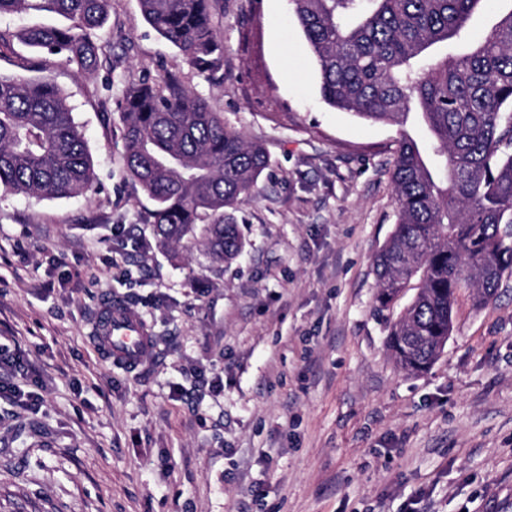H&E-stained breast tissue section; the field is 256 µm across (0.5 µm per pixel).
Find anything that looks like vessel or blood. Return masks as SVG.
I'll list each match as a JSON object with an SVG mask.
<instances>
[{"label": "vessel or blood", "instance_id": "vessel-or-blood-1", "mask_svg": "<svg viewBox=\"0 0 512 512\" xmlns=\"http://www.w3.org/2000/svg\"><path fill=\"white\" fill-rule=\"evenodd\" d=\"M92 334L100 354L127 370L137 369L154 348L150 329L141 316L109 300L100 303Z\"/></svg>", "mask_w": 512, "mask_h": 512}]
</instances>
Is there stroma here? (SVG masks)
Returning <instances> with one entry per match:
<instances>
[{"mask_svg":"<svg viewBox=\"0 0 512 512\" xmlns=\"http://www.w3.org/2000/svg\"><path fill=\"white\" fill-rule=\"evenodd\" d=\"M224 66L204 79L111 0L97 69L14 43L0 75L50 76L96 174L65 199L0 195V512H512V278L461 290L438 360L409 375L386 344L373 260L395 226L398 142L426 129L328 106L288 0H211ZM175 76L269 166L232 210L244 248L211 262L204 225L160 245L127 174L122 89ZM154 336L133 372L98 352L103 298Z\"/></svg>","mask_w":512,"mask_h":512,"instance_id":"35a3bbf8","label":"stroma"}]
</instances>
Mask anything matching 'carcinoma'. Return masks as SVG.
Wrapping results in <instances>:
<instances>
[{
    "label": "carcinoma",
    "instance_id": "1",
    "mask_svg": "<svg viewBox=\"0 0 512 512\" xmlns=\"http://www.w3.org/2000/svg\"><path fill=\"white\" fill-rule=\"evenodd\" d=\"M319 65L325 103L374 122L419 117L431 150L404 137L393 162V232L374 258L376 302L390 307L414 277L421 289L389 326L387 344L408 374L428 370L453 329L462 289L480 306L512 277V0L476 38L469 22L485 0H290ZM110 0H0V17L55 13L67 27L0 31L61 54L82 74L98 66L95 33ZM141 15L205 79L224 64L210 0H139ZM128 175L156 202L161 244L206 225L213 261L243 251L222 221L268 168L264 147L224 113L164 76L127 84L120 106ZM96 180L68 96L49 77L0 75V191L38 199L84 194Z\"/></svg>",
    "mask_w": 512,
    "mask_h": 512
}]
</instances>
